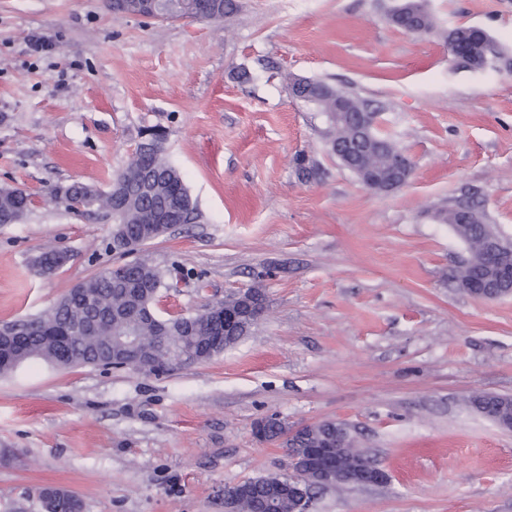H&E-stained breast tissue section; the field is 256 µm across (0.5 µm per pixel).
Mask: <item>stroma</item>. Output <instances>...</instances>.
<instances>
[{
	"label": "stroma",
	"instance_id": "35a3bbf8",
	"mask_svg": "<svg viewBox=\"0 0 512 512\" xmlns=\"http://www.w3.org/2000/svg\"><path fill=\"white\" fill-rule=\"evenodd\" d=\"M400 2L239 0L216 24L0 0V188L35 197L0 225V323L120 263L111 219L45 190L107 187L148 127L199 212L138 252L172 283L157 314L253 285L267 298L249 336L166 375L41 361L0 375V512H40L47 486L85 512H224L226 487L288 471L286 447L252 432L272 414L345 423L388 475L322 489L312 512H512V431L470 403L512 397V296L459 288L466 247L433 217L472 197L512 238V0H425L435 28L420 36L389 22ZM459 25L486 30L493 66H455ZM34 32L53 52H30ZM295 78L376 109L407 181L377 192L344 167L324 113L290 96ZM48 245L72 259L42 276Z\"/></svg>",
	"mask_w": 512,
	"mask_h": 512
}]
</instances>
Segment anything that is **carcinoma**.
I'll return each mask as SVG.
<instances>
[{
    "label": "carcinoma",
    "instance_id": "obj_1",
    "mask_svg": "<svg viewBox=\"0 0 512 512\" xmlns=\"http://www.w3.org/2000/svg\"><path fill=\"white\" fill-rule=\"evenodd\" d=\"M217 8H200L199 0H167L166 19L194 18L222 21L238 10L237 0H213ZM418 11L417 34L433 29V21L422 0H405L390 14V21L399 25V13ZM448 50L456 52L463 67L481 69L492 54L491 47L477 42L469 26L448 30ZM308 84L319 91L320 109L343 112L331 122L330 146L336 147L354 140L363 124L371 125V138L363 148V163L359 174L385 184L399 161L403 158L397 145L380 134L375 125L377 113L364 101L316 80ZM149 166L157 178L143 186V166ZM50 197L72 213L103 212L115 215L119 222L112 227V234H121L127 240L138 238L148 217L163 209L173 210L184 216L198 218L197 207L188 191L182 173L164 154L163 139L147 137L138 145L125 169L106 190L78 181L56 185L49 189ZM31 194L22 188L0 189V224H18L31 210ZM434 218L452 227L469 250V259L457 266L454 278L464 291L482 277L493 275L486 258V245L496 237L505 245L512 241L503 238L498 228L489 222L480 203L470 202L467 215H462L456 203L434 212ZM169 288L164 273L146 260L135 259L130 264L104 268L72 287L54 305L37 316L23 320L17 331L18 345L15 353L27 361L40 360L58 367L97 365L112 360V350L119 348L116 337L134 328L141 336L139 353L131 368L150 372L166 361L171 352L191 365L204 361L205 350L218 346L231 347L240 337L219 339L217 317L220 309L228 311L237 307L234 297L207 304L203 309L187 315L158 317L153 305L162 290ZM476 410L491 418L504 416L512 405L499 395H483L473 400ZM332 425L324 424L321 433L309 434L287 445L289 452L299 448H317L332 435ZM238 512H293L295 503L288 497V478L271 481L254 478L227 488Z\"/></svg>",
    "mask_w": 512,
    "mask_h": 512
}]
</instances>
